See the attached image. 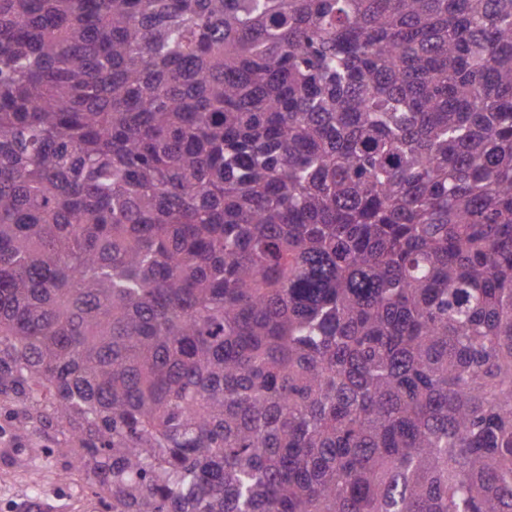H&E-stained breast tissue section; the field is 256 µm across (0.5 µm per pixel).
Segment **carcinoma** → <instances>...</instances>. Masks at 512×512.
I'll return each instance as SVG.
<instances>
[{"label":"carcinoma","mask_w":512,"mask_h":512,"mask_svg":"<svg viewBox=\"0 0 512 512\" xmlns=\"http://www.w3.org/2000/svg\"><path fill=\"white\" fill-rule=\"evenodd\" d=\"M108 512H512V0H0V434Z\"/></svg>","instance_id":"carcinoma-1"}]
</instances>
